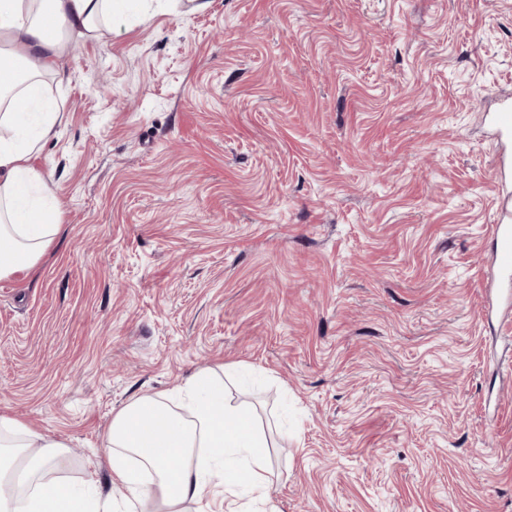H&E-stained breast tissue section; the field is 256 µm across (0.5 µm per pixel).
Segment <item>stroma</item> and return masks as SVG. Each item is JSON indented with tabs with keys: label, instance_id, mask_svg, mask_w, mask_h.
I'll list each match as a JSON object with an SVG mask.
<instances>
[{
	"label": "stroma",
	"instance_id": "stroma-1",
	"mask_svg": "<svg viewBox=\"0 0 512 512\" xmlns=\"http://www.w3.org/2000/svg\"><path fill=\"white\" fill-rule=\"evenodd\" d=\"M45 78L60 226L0 277V417L124 506L106 435L243 363L265 512H512V319L483 315L512 0H143Z\"/></svg>",
	"mask_w": 512,
	"mask_h": 512
}]
</instances>
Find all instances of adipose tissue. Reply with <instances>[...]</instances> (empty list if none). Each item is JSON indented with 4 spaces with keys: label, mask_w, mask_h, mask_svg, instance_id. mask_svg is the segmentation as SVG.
Here are the masks:
<instances>
[{
    "label": "adipose tissue",
    "mask_w": 512,
    "mask_h": 512,
    "mask_svg": "<svg viewBox=\"0 0 512 512\" xmlns=\"http://www.w3.org/2000/svg\"><path fill=\"white\" fill-rule=\"evenodd\" d=\"M140 0H0V67L21 71V87L0 90V276L31 267L58 229L53 192L29 164L64 120L43 96L41 78L64 82L59 64L72 41L98 38L100 24L127 16ZM185 413L166 394L132 401L108 430L111 478L141 512H241L240 495L265 499L271 442L252 414L228 403L214 371H197L180 391ZM61 442L0 420V512H112L100 495L53 478ZM219 500L204 504L203 491Z\"/></svg>",
    "instance_id": "ef3b65f1"
}]
</instances>
